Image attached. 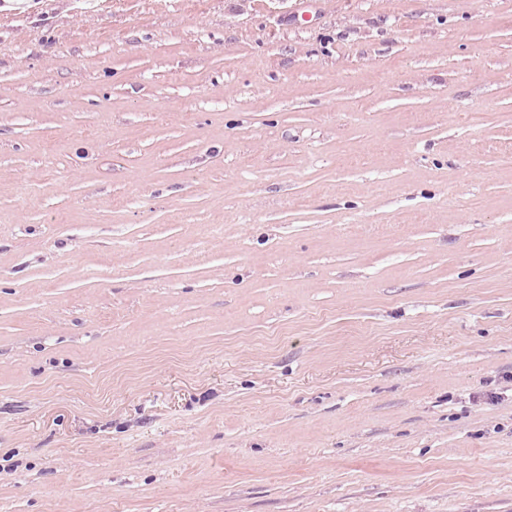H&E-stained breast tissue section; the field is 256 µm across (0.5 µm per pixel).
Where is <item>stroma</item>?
<instances>
[{"instance_id": "35a3bbf8", "label": "stroma", "mask_w": 512, "mask_h": 512, "mask_svg": "<svg viewBox=\"0 0 512 512\" xmlns=\"http://www.w3.org/2000/svg\"><path fill=\"white\" fill-rule=\"evenodd\" d=\"M512 0H0V512H512Z\"/></svg>"}]
</instances>
